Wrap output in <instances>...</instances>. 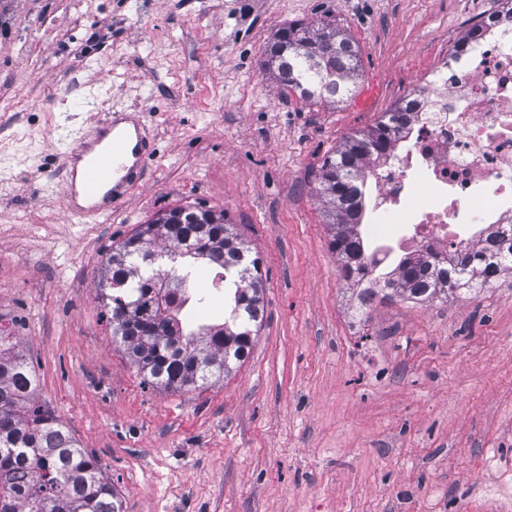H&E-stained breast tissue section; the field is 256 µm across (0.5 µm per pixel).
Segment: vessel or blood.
Returning <instances> with one entry per match:
<instances>
[{
  "instance_id": "vessel-or-blood-1",
  "label": "vessel or blood",
  "mask_w": 512,
  "mask_h": 512,
  "mask_svg": "<svg viewBox=\"0 0 512 512\" xmlns=\"http://www.w3.org/2000/svg\"><path fill=\"white\" fill-rule=\"evenodd\" d=\"M149 141L137 113L110 112L98 131L74 141L62 154L69 213L108 217L114 200L127 199L146 176Z\"/></svg>"
}]
</instances>
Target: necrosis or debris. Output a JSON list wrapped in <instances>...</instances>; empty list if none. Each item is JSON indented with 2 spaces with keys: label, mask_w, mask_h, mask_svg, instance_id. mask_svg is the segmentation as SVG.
<instances>
[{
  "label": "necrosis or debris",
  "mask_w": 512,
  "mask_h": 512,
  "mask_svg": "<svg viewBox=\"0 0 512 512\" xmlns=\"http://www.w3.org/2000/svg\"><path fill=\"white\" fill-rule=\"evenodd\" d=\"M412 92L399 139L364 167L381 264H445L512 233V10Z\"/></svg>",
  "instance_id": "necrosis-or-debris-1"
}]
</instances>
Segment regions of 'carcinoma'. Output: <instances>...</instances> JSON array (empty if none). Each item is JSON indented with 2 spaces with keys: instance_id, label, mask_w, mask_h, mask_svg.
Instances as JSON below:
<instances>
[{
  "instance_id": "1",
  "label": "carcinoma",
  "mask_w": 512,
  "mask_h": 512,
  "mask_svg": "<svg viewBox=\"0 0 512 512\" xmlns=\"http://www.w3.org/2000/svg\"><path fill=\"white\" fill-rule=\"evenodd\" d=\"M267 64L282 90L299 99L334 101L358 77V51L330 21L290 23L266 50ZM406 111L399 103L376 124L348 137L322 165L316 188L334 230L330 242L341 277L353 281L376 274L377 261L359 231L364 197L356 182L362 165L391 146L390 132ZM170 242L178 264L147 269L158 241ZM508 256L479 249L452 272L424 275L421 265H403L384 280L382 299L415 297L432 302L471 296L512 271ZM215 267L211 286L234 287L230 318L185 330L179 314L190 300L196 263ZM257 260H247L224 212L186 205L141 224L106 255L98 299L102 315L142 375L153 387L189 391L224 379L231 361H243L263 316ZM37 381L18 349L17 337L0 335V512H120L112 484L95 457L80 448L54 412L36 400Z\"/></svg>"
}]
</instances>
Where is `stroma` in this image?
<instances>
[{
    "label": "stroma",
    "mask_w": 512,
    "mask_h": 512,
    "mask_svg": "<svg viewBox=\"0 0 512 512\" xmlns=\"http://www.w3.org/2000/svg\"><path fill=\"white\" fill-rule=\"evenodd\" d=\"M500 0H0V320L123 512H497L512 482V278L353 323L316 195L321 165L411 93ZM359 50L350 94L284 95L285 24ZM140 112L147 181L111 217L68 214L59 156ZM224 211L260 262L243 363L192 391L144 384L100 316L112 246L171 208Z\"/></svg>",
    "instance_id": "obj_1"
}]
</instances>
